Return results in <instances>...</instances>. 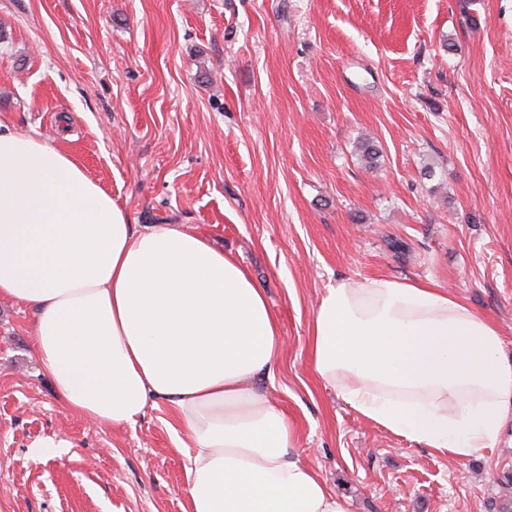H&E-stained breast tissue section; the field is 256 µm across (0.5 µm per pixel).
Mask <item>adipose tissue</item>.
<instances>
[{"instance_id":"1","label":"adipose tissue","mask_w":512,"mask_h":512,"mask_svg":"<svg viewBox=\"0 0 512 512\" xmlns=\"http://www.w3.org/2000/svg\"><path fill=\"white\" fill-rule=\"evenodd\" d=\"M0 298L26 307L68 410L112 427L168 403L190 445L189 512H347L300 458L272 397L285 349L234 256L175 224H138L59 146L0 130ZM309 364L364 419L463 460L512 419L498 327L453 293L387 277L327 288Z\"/></svg>"}]
</instances>
